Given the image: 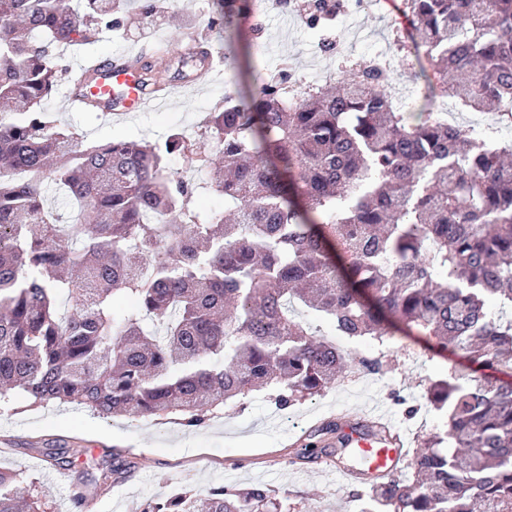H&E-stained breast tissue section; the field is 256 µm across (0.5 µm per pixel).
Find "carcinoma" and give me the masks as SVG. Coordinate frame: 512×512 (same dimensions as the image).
Returning a JSON list of instances; mask_svg holds the SVG:
<instances>
[{"instance_id":"cac0c4a2","label":"carcinoma","mask_w":512,"mask_h":512,"mask_svg":"<svg viewBox=\"0 0 512 512\" xmlns=\"http://www.w3.org/2000/svg\"><path fill=\"white\" fill-rule=\"evenodd\" d=\"M128 0H0V410L70 404L197 427L255 390L287 409L350 369L294 305L345 336L405 328L462 352L431 385L444 432L414 449L412 479L376 487L392 512H512V155L448 125L512 104V0H404L407 41L439 74L403 110L391 71L343 60L336 90L288 104V73L253 74L205 117L217 153L180 132L161 146L87 145L43 110L60 49L116 24ZM250 0H218L232 42ZM209 48L141 65L166 84ZM209 171L235 217L192 203L167 157ZM136 310L120 313L117 299ZM498 300L501 315L486 308ZM72 303L62 311L59 300ZM107 486L131 475L99 466ZM0 469V512H19ZM143 512H282L262 487L224 488Z\"/></svg>"}]
</instances>
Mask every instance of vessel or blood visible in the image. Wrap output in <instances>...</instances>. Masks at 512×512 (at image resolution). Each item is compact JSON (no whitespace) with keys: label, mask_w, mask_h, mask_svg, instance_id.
Listing matches in <instances>:
<instances>
[{"label":"vessel or blood","mask_w":512,"mask_h":512,"mask_svg":"<svg viewBox=\"0 0 512 512\" xmlns=\"http://www.w3.org/2000/svg\"><path fill=\"white\" fill-rule=\"evenodd\" d=\"M96 71L95 81H87L88 71ZM165 92L145 89L140 66L129 54L113 55L109 61L87 68L77 64L69 69V78L61 100L68 111L98 112L105 120H118L161 107ZM337 447L346 450L347 459H336L332 467L346 480L377 485L401 472L407 450L400 434L378 437L367 427L364 417L343 418L336 434Z\"/></svg>","instance_id":"vessel-or-blood-1"}]
</instances>
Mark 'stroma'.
Wrapping results in <instances>:
<instances>
[{
    "instance_id": "stroma-1",
    "label": "stroma",
    "mask_w": 512,
    "mask_h": 512,
    "mask_svg": "<svg viewBox=\"0 0 512 512\" xmlns=\"http://www.w3.org/2000/svg\"><path fill=\"white\" fill-rule=\"evenodd\" d=\"M151 2L154 10L149 16L137 14L102 30L94 43L67 50L66 63L103 59L154 41L165 42L169 53L177 55L185 38L193 36L212 42L214 56L223 62L222 74L197 94L175 91L164 110L112 123L88 112L63 111L59 95H52L44 105L46 112L85 135L88 143L120 139L160 144L176 131L194 134L206 113L223 109L235 90V79H250L258 67L270 76L288 67L301 75L337 69L335 55L316 47L320 27L277 7H269L265 15L263 38H256L253 20L244 15L236 41L228 46L215 23L213 0ZM407 25L402 0H379L370 11L352 14L333 30L332 38L349 57L367 64L371 47H389L395 31ZM311 327L333 341L353 368L288 410H279L266 392L255 391L242 405L225 408L197 428L162 417L103 418L70 405L8 412L0 414V440L7 442L0 450V468L19 473L26 494L39 499L42 512H75L68 496L72 490L96 500L97 512H127L131 501L141 507L183 491L254 484L267 487L288 512H368L367 498L352 497L343 479L313 471L311 463L296 458V449L306 443L312 429L336 413L363 412L375 405L406 433L410 447H417L446 425V413L430 404L427 387L447 376L450 361L435 354L425 337L414 334L400 332L379 340L340 335L324 321H312ZM377 356L389 364L384 373L369 374L359 367L360 359ZM48 448L65 449L72 459L57 481L43 457ZM113 452L134 471L112 487H97L93 465Z\"/></svg>"
}]
</instances>
